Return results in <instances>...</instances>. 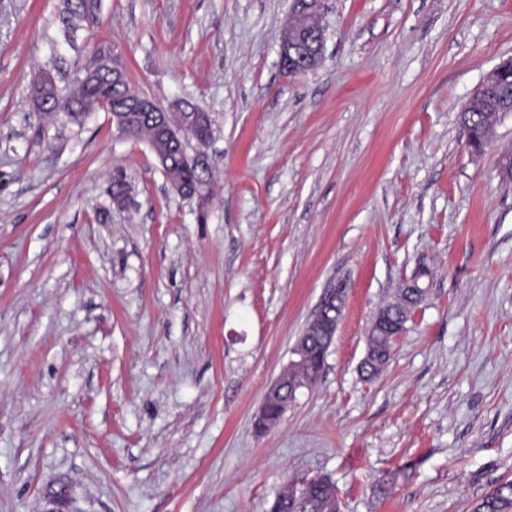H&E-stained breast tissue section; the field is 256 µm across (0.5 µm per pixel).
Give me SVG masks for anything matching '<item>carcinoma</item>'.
<instances>
[{"mask_svg": "<svg viewBox=\"0 0 512 512\" xmlns=\"http://www.w3.org/2000/svg\"><path fill=\"white\" fill-rule=\"evenodd\" d=\"M100 8L101 0H64L63 21L75 33L85 23H96ZM141 97L143 94L132 85L119 57L112 55L110 48L102 46L77 66L73 90L63 93L54 85L47 86L37 109L44 114L62 112L72 122L82 125L92 112L107 107L124 135L146 139L153 153L163 158L162 170L172 183L180 185L187 195L197 193L202 202H207L210 171L192 165L187 148L193 140L204 144L210 139L212 124L209 113L188 101L176 103L174 112H138L128 107L130 101ZM460 122L468 146L475 153L483 152L497 122L493 113L467 102L461 108ZM111 195L114 201L124 202L129 198L126 175L120 170L112 176ZM421 301L419 290L403 288L398 300L380 309L379 316H387L404 325L412 308ZM308 340L310 347L306 364L291 370L289 379L284 382V387L290 392L297 384L312 385L321 376L326 351L318 337L310 336ZM366 341L370 344V362L363 366L362 373L366 379L372 380L376 377L374 364L390 359L394 337L375 330L366 337ZM277 500L285 507L295 504L298 512L340 510L339 501L329 486L314 485L301 490L290 485L277 495ZM474 512H512V482L496 485L475 505Z\"/></svg>", "mask_w": 512, "mask_h": 512, "instance_id": "cac0c4a2", "label": "carcinoma"}]
</instances>
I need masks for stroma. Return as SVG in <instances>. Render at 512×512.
<instances>
[{
	"label": "stroma",
	"instance_id": "stroma-1",
	"mask_svg": "<svg viewBox=\"0 0 512 512\" xmlns=\"http://www.w3.org/2000/svg\"><path fill=\"white\" fill-rule=\"evenodd\" d=\"M62 10L0 0V512H269L320 477L341 512H473L512 480V115L480 154L459 123L512 58V0H323L300 75L279 62L292 0H101L71 45ZM101 42L147 96L209 113L188 147L208 205L110 112L35 111L32 69L68 89ZM414 276L365 380L367 330ZM339 278L318 382L258 428ZM411 286L412 288H402L398 300L380 309L379 316H387L395 323L405 326L409 320L412 308L422 301L417 283L412 281Z\"/></svg>",
	"mask_w": 512,
	"mask_h": 512
}]
</instances>
